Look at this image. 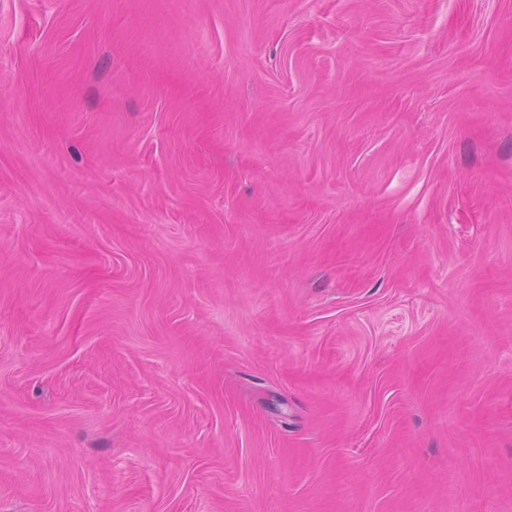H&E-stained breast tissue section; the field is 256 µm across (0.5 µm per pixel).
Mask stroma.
I'll list each match as a JSON object with an SVG mask.
<instances>
[{"label":"stroma","mask_w":512,"mask_h":512,"mask_svg":"<svg viewBox=\"0 0 512 512\" xmlns=\"http://www.w3.org/2000/svg\"><path fill=\"white\" fill-rule=\"evenodd\" d=\"M0 512H512V0H0Z\"/></svg>","instance_id":"1"}]
</instances>
